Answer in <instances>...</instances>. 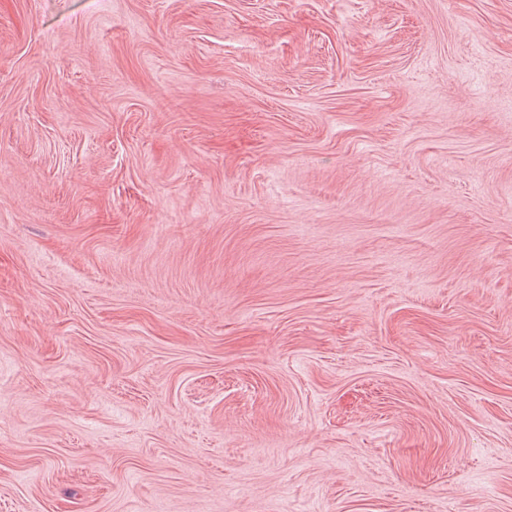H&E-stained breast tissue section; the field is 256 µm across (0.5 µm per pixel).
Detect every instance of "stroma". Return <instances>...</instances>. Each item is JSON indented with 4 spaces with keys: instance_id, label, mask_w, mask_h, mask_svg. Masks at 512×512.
<instances>
[{
    "instance_id": "obj_1",
    "label": "stroma",
    "mask_w": 512,
    "mask_h": 512,
    "mask_svg": "<svg viewBox=\"0 0 512 512\" xmlns=\"http://www.w3.org/2000/svg\"><path fill=\"white\" fill-rule=\"evenodd\" d=\"M0 512H512V0H0Z\"/></svg>"
}]
</instances>
